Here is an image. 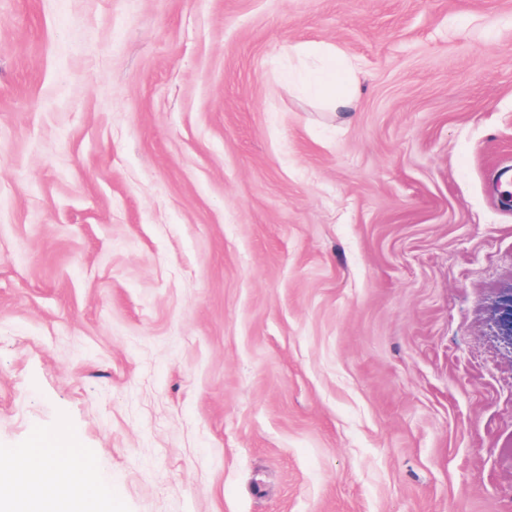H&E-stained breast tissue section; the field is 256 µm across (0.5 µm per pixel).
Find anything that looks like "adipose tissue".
Returning a JSON list of instances; mask_svg holds the SVG:
<instances>
[{
    "mask_svg": "<svg viewBox=\"0 0 512 512\" xmlns=\"http://www.w3.org/2000/svg\"><path fill=\"white\" fill-rule=\"evenodd\" d=\"M294 80L335 111H351L356 96L353 82L329 83L321 70L297 73ZM112 499L111 487L94 481L88 470L74 468L66 459L34 449L0 452V506L13 512H101V504Z\"/></svg>",
    "mask_w": 512,
    "mask_h": 512,
    "instance_id": "obj_1",
    "label": "adipose tissue"
}]
</instances>
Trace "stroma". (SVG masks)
Listing matches in <instances>:
<instances>
[{"instance_id": "obj_1", "label": "stroma", "mask_w": 512, "mask_h": 512, "mask_svg": "<svg viewBox=\"0 0 512 512\" xmlns=\"http://www.w3.org/2000/svg\"><path fill=\"white\" fill-rule=\"evenodd\" d=\"M507 168L512 0H0V449L75 434L112 512H512ZM294 54L298 56L320 54L329 61V64L336 63L349 75V80L341 86L330 84L326 80L324 70L299 72L294 75V80L306 92L326 100L336 112H351L356 96V89L351 80L356 65L352 59L331 45L318 47L302 45L294 50Z\"/></svg>"}]
</instances>
